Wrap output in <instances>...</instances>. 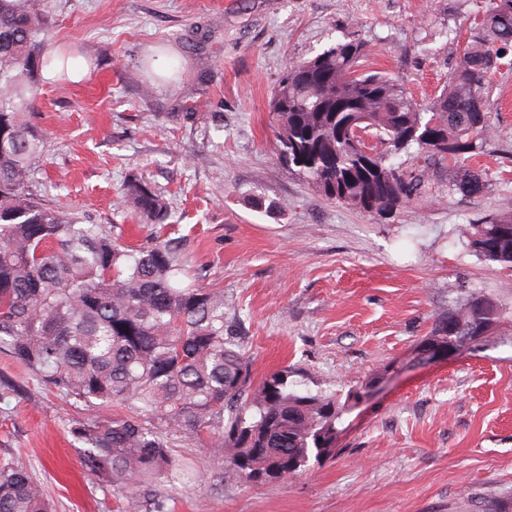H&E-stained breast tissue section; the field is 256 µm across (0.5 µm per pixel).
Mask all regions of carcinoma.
<instances>
[{
    "mask_svg": "<svg viewBox=\"0 0 512 512\" xmlns=\"http://www.w3.org/2000/svg\"><path fill=\"white\" fill-rule=\"evenodd\" d=\"M467 37L439 95L421 105L403 85L366 68V43L348 35L289 65L271 102L280 158L319 196L364 212L392 211L431 192L473 198L487 189L469 166L493 129L487 88L512 70V0H473ZM43 0H0V349L75 400L126 415L71 429L84 469L126 493V512H165L152 485L179 480L176 435H218L229 472L249 483L285 481L335 449L336 421L358 390L312 392L289 371L254 383L236 337L224 329V291L187 284L169 241L121 243L117 226L87 224L30 189L46 135L30 119L39 72L53 62ZM481 103L483 111H475ZM353 126L382 146L378 159L348 137ZM417 147L448 168L440 188L427 166L407 171L391 157ZM134 213L160 224L167 206L145 177L126 184ZM486 261L512 268V213L466 232ZM502 307L469 292L440 315L420 347L456 336H489ZM0 512H51L41 488L13 459L0 462Z\"/></svg>",
    "mask_w": 512,
    "mask_h": 512,
    "instance_id": "cac0c4a2",
    "label": "carcinoma"
}]
</instances>
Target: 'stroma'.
<instances>
[{
  "label": "stroma",
  "instance_id": "stroma-1",
  "mask_svg": "<svg viewBox=\"0 0 512 512\" xmlns=\"http://www.w3.org/2000/svg\"><path fill=\"white\" fill-rule=\"evenodd\" d=\"M50 53L81 81L41 80L47 135L32 189L125 244L181 241L188 280L224 292V321L254 381L290 367L311 390L377 381L344 414L333 456L285 481L228 473L215 435L174 437L189 481H158L169 512H487L512 502V272L465 246L468 225L512 213V71L490 89L494 128L477 198L435 194L367 214L314 193L279 160L270 103L288 64L350 30L370 69L412 98L439 95L472 0H46ZM168 200L139 223L123 184ZM505 317L480 349L421 364L418 347L459 289ZM0 456L24 463L54 512H124V493L80 461L74 421L96 408L46 386L0 351Z\"/></svg>",
  "mask_w": 512,
  "mask_h": 512
}]
</instances>
